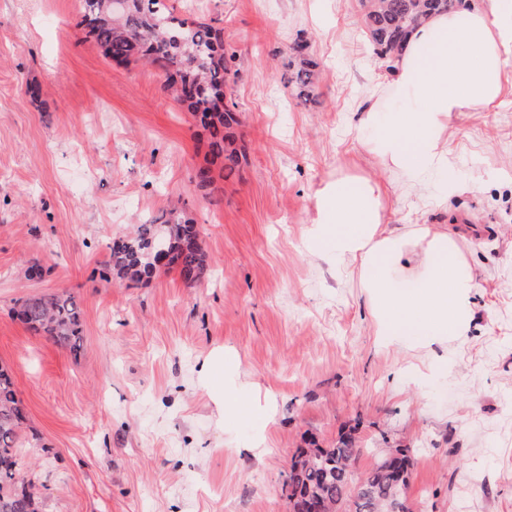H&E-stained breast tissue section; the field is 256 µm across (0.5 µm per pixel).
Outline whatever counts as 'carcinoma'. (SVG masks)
<instances>
[{"label": "carcinoma", "mask_w": 512, "mask_h": 512, "mask_svg": "<svg viewBox=\"0 0 512 512\" xmlns=\"http://www.w3.org/2000/svg\"><path fill=\"white\" fill-rule=\"evenodd\" d=\"M82 20L104 56L118 64L139 60L165 74L164 87L187 111L200 116L207 133L210 161L198 169L197 183L208 187L233 177L244 158L235 128L237 105L225 102V89L236 73L224 52L222 30L205 22L186 24L165 0H126L117 13L114 0H82ZM363 23L373 54L387 69L403 52L408 33L432 12L472 8L474 0H362ZM289 82L304 102L314 99L315 65L307 43L292 47ZM164 242L172 253L170 267L193 285L206 266L197 224L180 209L137 225L133 234L111 247L107 267L113 281L142 283L156 272V246ZM14 315L36 333L78 353L82 343V311L67 291L19 300ZM24 414L12 373L0 367V512H37L25 483V462L18 453ZM360 453L346 435L326 448H302L291 460L284 489L288 503L305 504L311 512H410L407 505L411 456L390 448L359 482L352 468Z\"/></svg>", "instance_id": "obj_1"}]
</instances>
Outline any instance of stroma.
<instances>
[{
	"instance_id": "obj_1",
	"label": "stroma",
	"mask_w": 512,
	"mask_h": 512,
	"mask_svg": "<svg viewBox=\"0 0 512 512\" xmlns=\"http://www.w3.org/2000/svg\"><path fill=\"white\" fill-rule=\"evenodd\" d=\"M171 2L222 28L236 73L246 157L209 188L195 183L198 120L159 70L105 58L78 27L80 0H0V365L39 512H288L296 451L345 433L358 477L378 449H409L412 512H512V96L454 118L447 208L388 202L402 234L452 225L475 276L469 333L408 347L382 336L359 262L309 244L325 183L383 173L358 125L391 73L359 0ZM299 40L317 64L309 105L287 83ZM174 199L200 230V281L165 267L105 281L113 241ZM33 265L41 276L22 279ZM60 291L83 308L76 355L13 317L17 300ZM223 350L235 365L202 385ZM232 377L268 401L263 451L254 421L220 416L207 394Z\"/></svg>"
}]
</instances>
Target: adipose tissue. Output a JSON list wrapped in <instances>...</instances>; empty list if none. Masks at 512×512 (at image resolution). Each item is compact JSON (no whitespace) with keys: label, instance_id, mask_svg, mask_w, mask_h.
Returning a JSON list of instances; mask_svg holds the SVG:
<instances>
[{"label":"adipose tissue","instance_id":"obj_1","mask_svg":"<svg viewBox=\"0 0 512 512\" xmlns=\"http://www.w3.org/2000/svg\"><path fill=\"white\" fill-rule=\"evenodd\" d=\"M512 72V0L430 16L407 39L392 78L373 88L361 120L371 151L403 178L407 195L433 204L435 181L458 187L448 162V127L461 112L501 104ZM388 180L352 175L326 183L314 197L309 232L319 256L359 260L382 335L406 342L467 335L473 273L447 227L424 224L414 236L420 270L404 235L389 229Z\"/></svg>","mask_w":512,"mask_h":512}]
</instances>
